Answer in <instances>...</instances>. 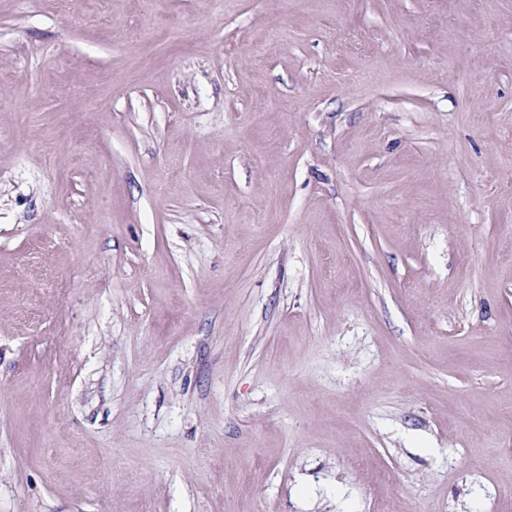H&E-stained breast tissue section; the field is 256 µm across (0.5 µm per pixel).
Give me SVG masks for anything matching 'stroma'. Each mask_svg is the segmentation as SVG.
<instances>
[{"mask_svg":"<svg viewBox=\"0 0 512 512\" xmlns=\"http://www.w3.org/2000/svg\"><path fill=\"white\" fill-rule=\"evenodd\" d=\"M0 512H512V0H0Z\"/></svg>","mask_w":512,"mask_h":512,"instance_id":"35a3bbf8","label":"stroma"}]
</instances>
